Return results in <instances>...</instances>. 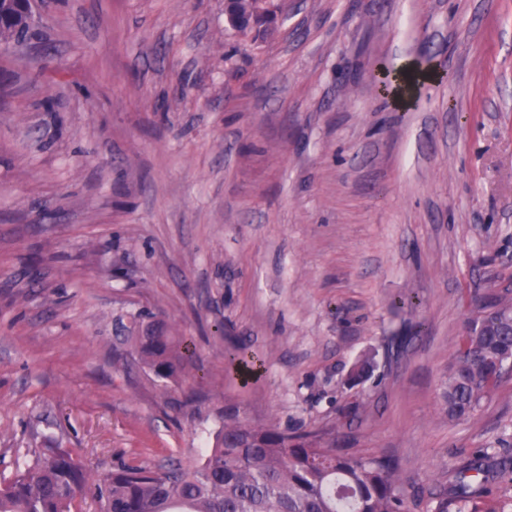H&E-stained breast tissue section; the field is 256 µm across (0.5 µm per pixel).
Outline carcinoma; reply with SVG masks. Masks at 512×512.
Returning <instances> with one entry per match:
<instances>
[{
	"mask_svg": "<svg viewBox=\"0 0 512 512\" xmlns=\"http://www.w3.org/2000/svg\"><path fill=\"white\" fill-rule=\"evenodd\" d=\"M230 8L247 18L232 25L235 35L258 46L275 31L281 4L273 0H233ZM28 29L12 8L0 9V47L17 45ZM139 360L161 379L181 373L194 354L187 336H174L162 322L146 324L131 337ZM267 355L235 342L230 361L251 373ZM512 364V301L490 297L467 319L448 361L441 406L450 421L474 418L507 379ZM352 403L330 423L311 430H288L250 421L236 405L224 407V422L198 465L152 470L122 466L94 486L102 512H409L399 465L387 456H366L336 446ZM493 454L478 448L451 470L448 485L429 492L430 512H479L476 500L498 496L512 512V470L489 464ZM90 474L72 453L45 448L36 461L10 477H0V512H75Z\"/></svg>",
	"mask_w": 512,
	"mask_h": 512,
	"instance_id": "obj_1",
	"label": "carcinoma"
}]
</instances>
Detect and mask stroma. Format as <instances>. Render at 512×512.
<instances>
[{"label": "stroma", "mask_w": 512, "mask_h": 512, "mask_svg": "<svg viewBox=\"0 0 512 512\" xmlns=\"http://www.w3.org/2000/svg\"><path fill=\"white\" fill-rule=\"evenodd\" d=\"M36 21L0 51V475L50 446L95 478L191 469L225 405L309 429L356 401L340 447L394 458L428 512L512 442V381L474 419L439 409L476 298L512 286V0H284L255 50L224 0ZM408 63L441 78L374 94ZM145 312L193 338L184 374L115 361ZM236 340L270 354L246 385Z\"/></svg>", "instance_id": "35a3bbf8"}]
</instances>
